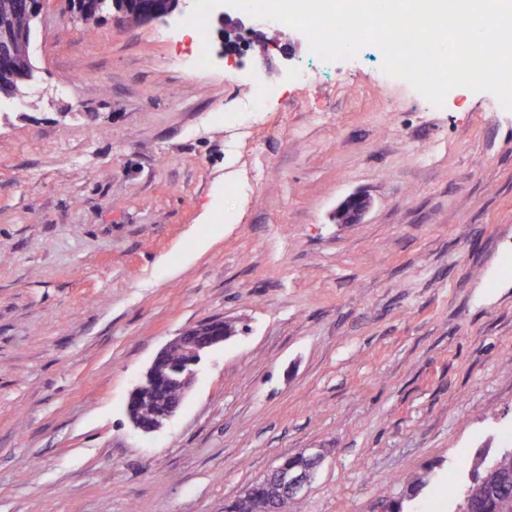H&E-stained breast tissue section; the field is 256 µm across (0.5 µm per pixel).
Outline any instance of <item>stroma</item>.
Masks as SVG:
<instances>
[{
    "label": "stroma",
    "mask_w": 512,
    "mask_h": 512,
    "mask_svg": "<svg viewBox=\"0 0 512 512\" xmlns=\"http://www.w3.org/2000/svg\"><path fill=\"white\" fill-rule=\"evenodd\" d=\"M289 32L230 65L210 20L205 69L174 21L38 24L0 100V512H224L320 447L296 512H378L429 464L411 510L452 512L512 446V111ZM224 318L180 410L134 429L159 351ZM371 207V200L362 194H352L336 208V218L342 223L359 222Z\"/></svg>",
    "instance_id": "obj_1"
}]
</instances>
